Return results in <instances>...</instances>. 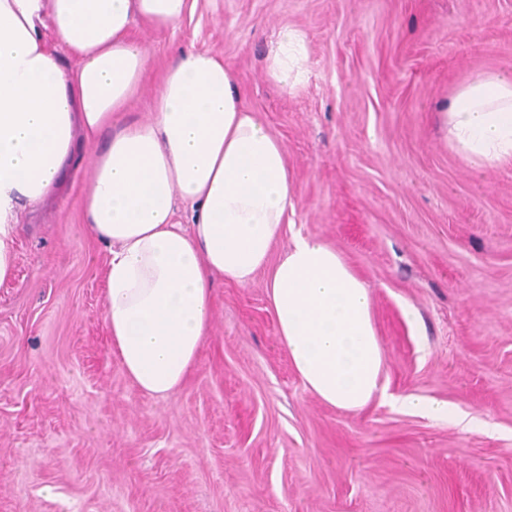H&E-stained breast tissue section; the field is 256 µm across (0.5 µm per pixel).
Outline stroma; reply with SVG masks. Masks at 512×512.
I'll use <instances>...</instances> for the list:
<instances>
[{
	"instance_id": "stroma-1",
	"label": "stroma",
	"mask_w": 512,
	"mask_h": 512,
	"mask_svg": "<svg viewBox=\"0 0 512 512\" xmlns=\"http://www.w3.org/2000/svg\"><path fill=\"white\" fill-rule=\"evenodd\" d=\"M286 26L309 47L290 94L265 61ZM132 36L150 76L127 120L152 118L174 52L230 65L288 153L274 254L297 236L336 247L371 290L389 393L456 416L323 404L278 342L262 271L215 282L185 385L141 392L104 320L84 154L49 209L21 206L0 283V512H512V164L473 165L435 121L472 77L512 74V0H188L176 30Z\"/></svg>"
}]
</instances>
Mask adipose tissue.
Segmentation results:
<instances>
[{
	"instance_id": "1",
	"label": "adipose tissue",
	"mask_w": 512,
	"mask_h": 512,
	"mask_svg": "<svg viewBox=\"0 0 512 512\" xmlns=\"http://www.w3.org/2000/svg\"><path fill=\"white\" fill-rule=\"evenodd\" d=\"M187 0H0V281L14 270L20 204L52 201L77 154H95L83 188L89 235L109 248L105 322L128 378L165 397L185 381L209 332L215 279L243 285L267 271L279 343L307 390L353 413L374 399L436 418L448 405L388 394L385 357L363 277L335 247L296 237L280 256L295 187L287 151L240 103L233 72L203 51L171 57L154 116L121 122L148 71L133 22L171 29ZM53 26L77 65L45 40ZM306 35L268 47L286 90L306 76ZM458 152L512 160V76L481 73L439 114Z\"/></svg>"
}]
</instances>
